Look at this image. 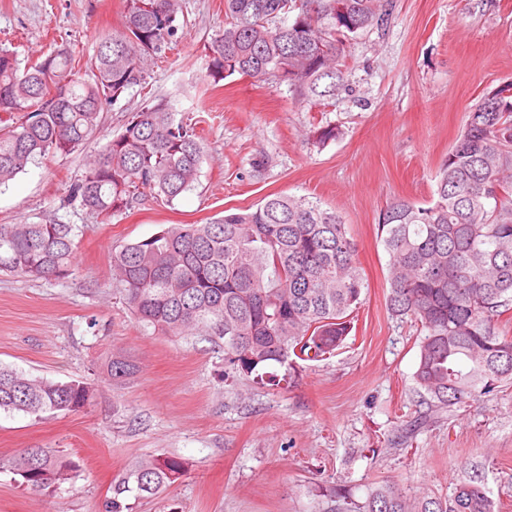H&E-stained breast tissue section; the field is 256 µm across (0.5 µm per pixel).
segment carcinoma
Returning a JSON list of instances; mask_svg holds the SVG:
<instances>
[{
	"mask_svg": "<svg viewBox=\"0 0 512 512\" xmlns=\"http://www.w3.org/2000/svg\"><path fill=\"white\" fill-rule=\"evenodd\" d=\"M392 0H224V28L206 47V76L286 80L305 99L343 86L345 47L387 23ZM182 0H126L122 29L75 71L65 44L31 64L0 49V187L48 156H67L95 136L104 105L145 83L185 36ZM204 156L195 129L171 105L146 102L108 140L62 199L102 221L146 192L168 204L195 189ZM74 224H0V273L30 281L75 274ZM389 256L386 305L420 327L415 383L426 403L450 408L512 382V82L471 107L441 164L430 202L396 199L380 213ZM357 247L336 211L310 196H268L253 210L208 224H175L112 253L116 291L135 322L168 336L224 338V379L261 377L291 357L322 360L351 332L364 277ZM136 372L123 356L112 380ZM94 389L0 366V410L76 413ZM22 484L59 488L74 464L46 448L14 461ZM178 457L136 460L112 485L104 512H127L128 496H155L185 475ZM320 512H493L485 487L458 484L448 497L410 502L385 483L360 502L342 488Z\"/></svg>",
	"mask_w": 512,
	"mask_h": 512,
	"instance_id": "1",
	"label": "carcinoma"
}]
</instances>
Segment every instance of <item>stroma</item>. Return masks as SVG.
I'll return each instance as SVG.
<instances>
[{
    "mask_svg": "<svg viewBox=\"0 0 512 512\" xmlns=\"http://www.w3.org/2000/svg\"><path fill=\"white\" fill-rule=\"evenodd\" d=\"M394 4L382 28L347 46L344 88L309 102L285 81L207 77L205 45L224 25V0H182L187 34L145 86L106 105L81 150L0 188V224L54 219L90 157L149 98L172 102L204 147L196 188L174 203L145 196L106 224L66 210L65 222L83 228L67 281L0 276V365L95 389L78 413L0 411V512H103L132 461L171 455L187 474L130 512H315L335 484L361 501L390 482L419 500L472 478L494 512H512V385L447 411L423 404L419 328L387 311L389 257L377 236L387 204L431 200L470 107L512 81V0ZM124 9L125 0H0V48L33 61L62 42L82 60L120 30ZM327 127L335 139L316 143ZM276 193L316 197L343 217L367 287L344 346L272 387L225 380L222 338L139 327L112 288V253ZM115 355L136 363L134 377L112 382ZM25 448L66 454L75 478L55 490L22 485L11 462Z\"/></svg>",
    "mask_w": 512,
    "mask_h": 512,
    "instance_id": "stroma-1",
    "label": "stroma"
}]
</instances>
